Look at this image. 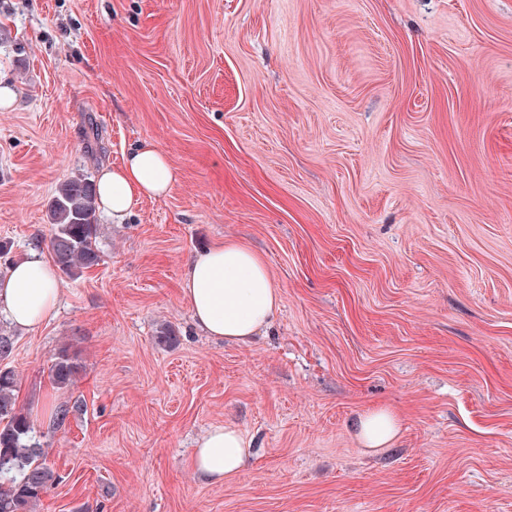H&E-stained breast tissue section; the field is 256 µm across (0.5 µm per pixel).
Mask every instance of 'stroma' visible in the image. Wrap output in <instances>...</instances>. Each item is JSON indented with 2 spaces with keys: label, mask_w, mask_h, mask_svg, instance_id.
Listing matches in <instances>:
<instances>
[{
  "label": "stroma",
  "mask_w": 512,
  "mask_h": 512,
  "mask_svg": "<svg viewBox=\"0 0 512 512\" xmlns=\"http://www.w3.org/2000/svg\"><path fill=\"white\" fill-rule=\"evenodd\" d=\"M4 85L12 258L47 251L68 178L145 141L178 172L97 214L98 265L12 333L59 476L34 512H512V0H0ZM227 239L282 295L245 345L180 290ZM380 409L400 431L371 450ZM224 425L251 459L214 483L190 456ZM79 365L70 355L68 348H62L50 368L49 378L56 389H67L75 382ZM357 428L363 447L371 449L386 447L399 431L396 417L386 410L365 414L359 419Z\"/></svg>",
  "instance_id": "stroma-1"
}]
</instances>
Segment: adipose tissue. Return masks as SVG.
Masks as SVG:
<instances>
[{
    "label": "adipose tissue",
    "mask_w": 512,
    "mask_h": 512,
    "mask_svg": "<svg viewBox=\"0 0 512 512\" xmlns=\"http://www.w3.org/2000/svg\"><path fill=\"white\" fill-rule=\"evenodd\" d=\"M177 175L167 154L146 142L131 151L122 165L103 168L96 178L100 209L122 220L141 198L160 199L172 190ZM182 294L197 327L216 340L249 342L269 326L281 307V294L264 257L234 240L197 250L187 264ZM60 303L56 269L39 250H28L0 278V316L33 330L54 318ZM363 447H386L399 428L395 416L378 410L357 424ZM250 456L249 440L230 425L213 428L195 448L191 462L211 482L237 475Z\"/></svg>",
    "instance_id": "obj_1"
}]
</instances>
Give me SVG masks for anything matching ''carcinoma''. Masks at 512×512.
I'll list each match as a JSON object with an SVG mask.
<instances>
[{"instance_id": "carcinoma-1", "label": "carcinoma", "mask_w": 512, "mask_h": 512, "mask_svg": "<svg viewBox=\"0 0 512 512\" xmlns=\"http://www.w3.org/2000/svg\"><path fill=\"white\" fill-rule=\"evenodd\" d=\"M52 234L49 249L58 268L71 278L99 262L96 247V190L86 177L70 178L60 184L49 206ZM14 348L11 336L0 330V512H33L56 477L47 465L45 451L27 413L16 404L18 378L5 363ZM79 365L66 348L61 349L50 368L56 389L75 382ZM80 410L79 402L53 407L52 418L62 425Z\"/></svg>"}]
</instances>
